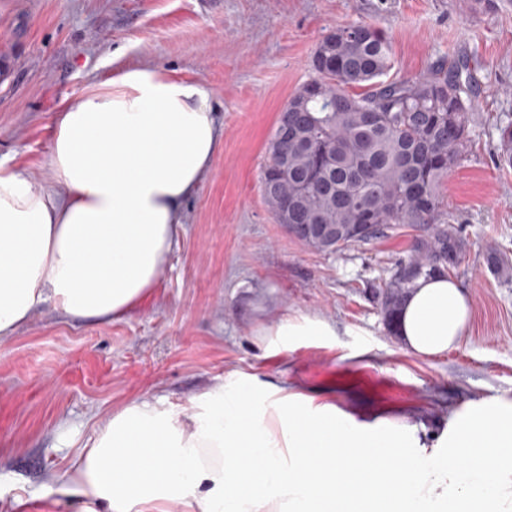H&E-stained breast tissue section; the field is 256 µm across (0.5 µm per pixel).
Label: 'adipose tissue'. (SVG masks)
Returning a JSON list of instances; mask_svg holds the SVG:
<instances>
[{
    "label": "adipose tissue",
    "instance_id": "adipose-tissue-1",
    "mask_svg": "<svg viewBox=\"0 0 512 512\" xmlns=\"http://www.w3.org/2000/svg\"><path fill=\"white\" fill-rule=\"evenodd\" d=\"M222 137L208 88L163 69L121 70L65 104L50 139L61 192L0 168V341L49 300L94 322L140 306ZM470 315L460 283L423 277L395 332L436 357ZM198 407L186 419L126 403L78 450L62 493L77 512H512V399L467 402L431 431L233 372Z\"/></svg>",
    "mask_w": 512,
    "mask_h": 512
}]
</instances>
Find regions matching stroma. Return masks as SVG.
Returning a JSON list of instances; mask_svg holds the SVG:
<instances>
[{
  "label": "stroma",
  "mask_w": 512,
  "mask_h": 512,
  "mask_svg": "<svg viewBox=\"0 0 512 512\" xmlns=\"http://www.w3.org/2000/svg\"><path fill=\"white\" fill-rule=\"evenodd\" d=\"M366 22L389 38L391 79L467 63L479 90L465 157L444 185L460 239L447 275L472 304L467 336L443 355L406 352L376 291L418 236L397 226L335 252L305 246L262 195L267 144L314 72L329 30ZM0 161L56 191L52 119L112 74L163 68L203 83L224 128L210 171L186 201L178 244L152 295L112 323L45 304L0 342V512H75L53 476L133 399L191 414L236 370L258 384L319 394L348 411L417 414L435 426L469 400L512 398V0H0ZM321 322L274 336L280 320Z\"/></svg>",
  "instance_id": "1"
}]
</instances>
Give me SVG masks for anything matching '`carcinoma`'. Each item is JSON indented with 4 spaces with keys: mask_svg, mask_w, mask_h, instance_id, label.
Returning <instances> with one entry per match:
<instances>
[{
    "mask_svg": "<svg viewBox=\"0 0 512 512\" xmlns=\"http://www.w3.org/2000/svg\"><path fill=\"white\" fill-rule=\"evenodd\" d=\"M392 45L375 26L358 22L330 30L312 56L315 91L301 85L284 111L298 135L268 143L261 175L263 197L275 221L290 224L366 223L364 237L348 236L341 250L369 243L398 224L421 231L409 259L379 292L388 328L416 279L448 265L459 240L443 210V184L466 152L471 107L464 94L467 65L450 61L427 75L387 80ZM363 92L355 93L353 89ZM500 161L512 167V122L498 128ZM288 157V168L274 162Z\"/></svg>",
    "mask_w": 512,
    "mask_h": 512,
    "instance_id": "obj_1",
    "label": "carcinoma"
}]
</instances>
